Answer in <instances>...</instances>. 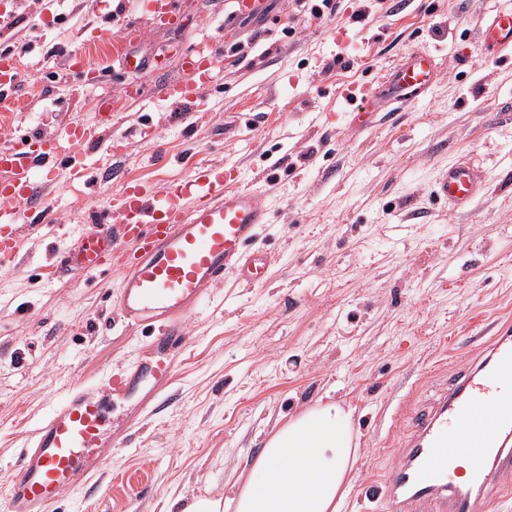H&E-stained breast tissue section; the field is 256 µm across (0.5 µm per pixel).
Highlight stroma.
<instances>
[{
  "instance_id": "35a3bbf8",
  "label": "stroma",
  "mask_w": 512,
  "mask_h": 512,
  "mask_svg": "<svg viewBox=\"0 0 512 512\" xmlns=\"http://www.w3.org/2000/svg\"><path fill=\"white\" fill-rule=\"evenodd\" d=\"M137 4L28 0L0 38L22 88L0 98V142L22 121L47 135L72 120L100 130L93 180L50 182L48 221L22 224L19 256L0 268V506L67 386L101 381L146 344L117 320L119 269L77 282L54 274L55 252L124 185L184 181L206 162L235 170L269 205L255 243L272 256L266 280L248 287L230 274L210 289L186 322L191 341L163 405L51 512H176V499L224 496L278 424L327 395L351 408L360 437L341 512H382L363 493L399 462L398 416L435 400L455 364L512 325V56L488 60L474 35L512 0H335L318 19L309 0H262L251 20L234 0H178L181 27L143 18L125 32L112 12ZM186 38L217 50L219 81L202 92L198 124L125 96L129 84L183 80L172 48ZM425 46L438 55L430 92L354 121L344 90L379 91L403 54ZM125 51L150 67L126 72ZM70 53L102 73L96 86L70 73ZM147 127L153 138L140 137ZM117 139L127 149L116 163ZM461 157L487 170L489 189L455 213L432 186Z\"/></svg>"
}]
</instances>
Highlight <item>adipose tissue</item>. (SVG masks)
<instances>
[{"instance_id": "obj_1", "label": "adipose tissue", "mask_w": 512, "mask_h": 512, "mask_svg": "<svg viewBox=\"0 0 512 512\" xmlns=\"http://www.w3.org/2000/svg\"><path fill=\"white\" fill-rule=\"evenodd\" d=\"M358 456L351 413L339 402L291 417L265 442L244 483L230 499L200 496L179 512H340Z\"/></svg>"}]
</instances>
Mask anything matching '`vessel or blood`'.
Returning <instances> with one entry per match:
<instances>
[{
	"instance_id": "1",
	"label": "vessel or blood",
	"mask_w": 512,
	"mask_h": 512,
	"mask_svg": "<svg viewBox=\"0 0 512 512\" xmlns=\"http://www.w3.org/2000/svg\"><path fill=\"white\" fill-rule=\"evenodd\" d=\"M153 22L179 21L176 0H142ZM476 34L489 57L512 53V11L482 18ZM12 51L0 52V95L19 90ZM185 79L162 84L154 98L167 102L172 121L202 112L201 93L216 77L209 54L183 53ZM435 78V54L402 56L387 74L386 100L367 94L358 122L382 102L406 106L424 97ZM96 128L71 121L54 137L33 126L17 127L0 146V264L18 252L22 217L44 212V187L57 162L75 182L89 173L87 155ZM223 168L200 164L189 180L157 189L125 187L111 213H93V232L57 253L65 274L92 276L111 270L122 256L117 311L123 324L148 332L137 361L103 384H71L40 424L7 488V512H50L66 491L99 472L112 456L115 437L125 436L152 409L176 372L189 336L186 320L202 308L210 286L233 271L255 286L263 282L268 255L253 244L269 208L253 190L228 191ZM487 186L484 167L465 159L438 171L435 194L450 210L469 211ZM133 251L120 253L123 243ZM469 462L460 476V462ZM512 485V334L494 337L484 355L455 368L442 394L408 419L401 460L373 489L385 512H488L496 489Z\"/></svg>"
}]
</instances>
